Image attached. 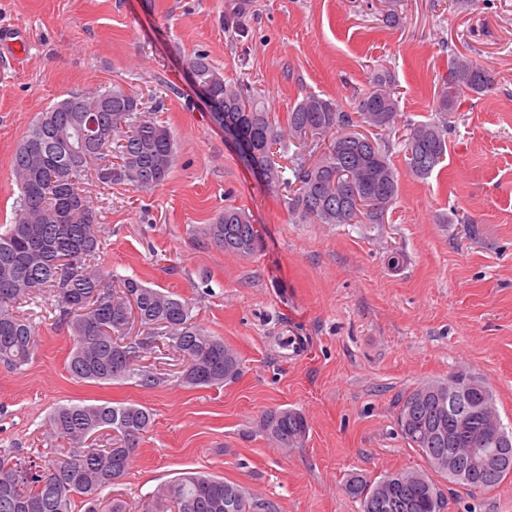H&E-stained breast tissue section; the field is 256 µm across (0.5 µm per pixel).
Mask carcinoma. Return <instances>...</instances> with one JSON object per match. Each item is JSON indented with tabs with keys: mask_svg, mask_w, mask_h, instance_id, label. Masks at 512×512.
I'll return each mask as SVG.
<instances>
[{
	"mask_svg": "<svg viewBox=\"0 0 512 512\" xmlns=\"http://www.w3.org/2000/svg\"><path fill=\"white\" fill-rule=\"evenodd\" d=\"M195 85L224 102V134L236 145L242 161L277 193L291 185L283 177L269 144L292 152V172L299 188L287 201L288 210L302 220L319 224H349L354 193L375 200V209L362 213L370 224L382 223L385 210L398 197L399 184L388 151L379 139L358 143L348 127L349 113L316 95L299 101L286 115V125L271 118L255 95L227 84L204 54L189 60ZM495 75L467 58L448 61V75L437 97V111L459 110L462 101L492 89ZM392 76L372 73L369 86L354 110L361 120L380 129L396 128L399 95ZM140 99L119 86L93 93H73L39 114L12 157L18 188L12 224L0 232V364L20 371L35 356L39 339L18 306L47 292L54 298L59 319L67 326L71 351L69 375L80 382H130L154 388L164 378L139 361L162 347L182 361L180 383L188 388L222 386L242 372V360L224 339L198 326L191 304L170 292L126 277L113 279L88 262L102 249L97 215L86 197L71 204L79 192L82 173L92 164L116 155V162L98 167L105 183L128 182L141 189L159 185L175 163L176 147L166 126L136 112ZM94 116L99 133L82 137L85 120ZM448 125L435 121L413 124L402 135L406 166L428 177L448 153ZM296 140L291 145L287 139ZM313 164L305 151L322 147ZM39 142L42 149L30 144ZM204 235L216 247L250 255L259 247L257 230L249 216L227 207ZM142 333L130 335L129 321ZM465 392L466 417L448 415L444 382L420 384L404 395L398 406L397 426L407 443L417 449L431 470L448 482L472 491L493 489L512 476L491 456L476 468L472 449L489 428L485 411L497 410L489 386L470 371L453 373ZM153 423V413L137 403L59 404L47 415V437L68 443V450L51 457L0 455V512H73L81 499L85 512H128L125 500L102 505L100 494L118 485L128 474L140 437ZM263 431L282 448H297L309 425L294 409H271L262 418ZM110 431L112 446L96 448L92 438ZM455 469L448 472V458ZM346 493L360 501L361 512H443L438 486L423 471H399L371 481L351 475ZM278 512L277 504L251 494L245 487L204 473H183L159 486L137 512Z\"/></svg>",
	"mask_w": 512,
	"mask_h": 512,
	"instance_id": "carcinoma-1",
	"label": "carcinoma"
}]
</instances>
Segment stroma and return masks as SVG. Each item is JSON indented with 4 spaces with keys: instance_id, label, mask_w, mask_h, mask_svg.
I'll return each instance as SVG.
<instances>
[{
    "instance_id": "obj_1",
    "label": "stroma",
    "mask_w": 512,
    "mask_h": 512,
    "mask_svg": "<svg viewBox=\"0 0 512 512\" xmlns=\"http://www.w3.org/2000/svg\"><path fill=\"white\" fill-rule=\"evenodd\" d=\"M0 27L29 41L24 63L0 53V225L14 218L11 159L33 119L68 94L123 87L169 128L177 161L147 190L85 172L103 242L94 262L188 301L243 360L241 377L218 388L78 382L53 302L22 305L39 348L23 370L0 365V453L49 452L56 405L136 402L154 421L105 498L133 507L202 471L280 512H361L347 474L427 467L396 425L401 396L420 383L470 370L512 428V0H0ZM198 53L281 120L309 94L352 111L381 68L404 124L435 120L452 56L496 80L455 112L446 159L428 178L408 170L400 130L381 132L399 181L382 223H302L209 120L186 70ZM228 206L249 214L254 255L202 234ZM274 408L306 417L301 447L263 432ZM435 483L445 512H512V476L486 492Z\"/></svg>"
}]
</instances>
